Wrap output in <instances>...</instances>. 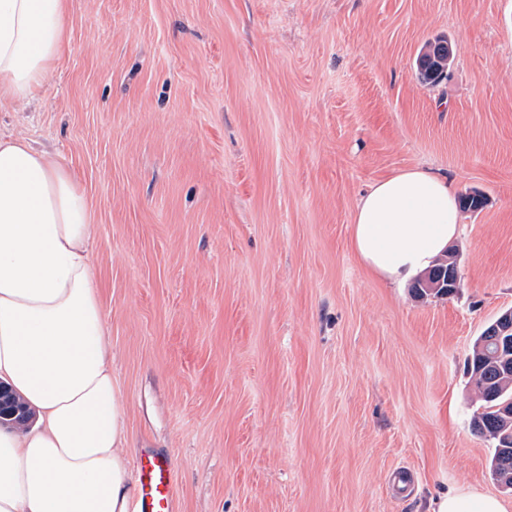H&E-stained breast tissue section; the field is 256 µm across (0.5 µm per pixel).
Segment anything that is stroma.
Returning a JSON list of instances; mask_svg holds the SVG:
<instances>
[{
	"label": "stroma",
	"mask_w": 512,
	"mask_h": 512,
	"mask_svg": "<svg viewBox=\"0 0 512 512\" xmlns=\"http://www.w3.org/2000/svg\"><path fill=\"white\" fill-rule=\"evenodd\" d=\"M66 39L0 127L89 200L129 459L171 454L180 512L500 494L464 365L512 309V0H67ZM418 165L485 199L450 296L388 285L351 246L361 195ZM448 45L437 42L431 45L428 52L419 60V75L426 82L436 83L445 77V69L448 67Z\"/></svg>",
	"instance_id": "stroma-1"
}]
</instances>
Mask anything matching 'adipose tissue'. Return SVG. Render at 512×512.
<instances>
[{
    "label": "adipose tissue",
    "instance_id": "adipose-tissue-1",
    "mask_svg": "<svg viewBox=\"0 0 512 512\" xmlns=\"http://www.w3.org/2000/svg\"><path fill=\"white\" fill-rule=\"evenodd\" d=\"M66 0H0V102L37 96L65 48ZM94 215L48 151L0 134V382L36 420L0 428V512H131L125 417L92 261ZM446 177L413 167L359 199L351 244L403 285L457 238ZM438 512H512L461 491Z\"/></svg>",
    "mask_w": 512,
    "mask_h": 512
}]
</instances>
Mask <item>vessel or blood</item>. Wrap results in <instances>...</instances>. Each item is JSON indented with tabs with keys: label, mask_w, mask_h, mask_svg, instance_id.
I'll list each match as a JSON object with an SVG mask.
<instances>
[{
	"label": "vessel or blood",
	"mask_w": 512,
	"mask_h": 512,
	"mask_svg": "<svg viewBox=\"0 0 512 512\" xmlns=\"http://www.w3.org/2000/svg\"><path fill=\"white\" fill-rule=\"evenodd\" d=\"M135 512H176L177 473L169 455L142 449L135 461Z\"/></svg>",
	"instance_id": "1"
}]
</instances>
